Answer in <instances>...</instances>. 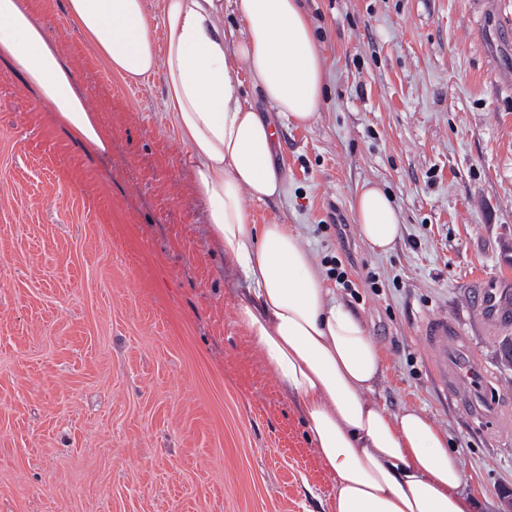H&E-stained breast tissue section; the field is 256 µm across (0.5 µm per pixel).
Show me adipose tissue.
Masks as SVG:
<instances>
[{"mask_svg": "<svg viewBox=\"0 0 512 512\" xmlns=\"http://www.w3.org/2000/svg\"><path fill=\"white\" fill-rule=\"evenodd\" d=\"M233 6L244 24L236 41L224 34L223 0H162L159 40L146 0H64L63 10L126 82L161 74L188 179L226 265L245 283L237 323L294 399L335 481L331 512H476L447 432L420 409L393 414L372 400L385 355L362 316L329 288L298 228L247 221V201L279 196L284 180L274 163L275 128L249 100L239 70L273 111L306 126L324 102L326 68L302 0ZM0 60L72 140L110 156L111 134L29 0H0ZM353 211L363 241L386 252L400 234L392 197L364 185Z\"/></svg>", "mask_w": 512, "mask_h": 512, "instance_id": "obj_1", "label": "adipose tissue"}]
</instances>
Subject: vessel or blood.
Segmentation results:
<instances>
[{
  "mask_svg": "<svg viewBox=\"0 0 512 512\" xmlns=\"http://www.w3.org/2000/svg\"><path fill=\"white\" fill-rule=\"evenodd\" d=\"M472 323L486 336L512 328V281L478 278L470 284ZM433 378L468 416L512 428V402L493 395L483 361L469 348L468 331L443 314L427 316L418 327Z\"/></svg>",
  "mask_w": 512,
  "mask_h": 512,
  "instance_id": "b4317fda",
  "label": "vessel or blood"
}]
</instances>
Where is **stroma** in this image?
Here are the masks:
<instances>
[{
    "mask_svg": "<svg viewBox=\"0 0 512 512\" xmlns=\"http://www.w3.org/2000/svg\"><path fill=\"white\" fill-rule=\"evenodd\" d=\"M30 2L112 154L73 142L0 61V512H327L333 480L235 323L242 280L185 175L161 75L125 83L63 0ZM305 5L328 94L306 126L268 113L285 190L248 202V221L300 228L385 354L374 400L424 409L480 512H504L512 431L437 388L416 330L434 313L467 328L492 392L512 398L469 290L512 278V0ZM367 182L401 213L385 254L354 218Z\"/></svg>",
    "mask_w": 512,
    "mask_h": 512,
    "instance_id": "1",
    "label": "stroma"
}]
</instances>
